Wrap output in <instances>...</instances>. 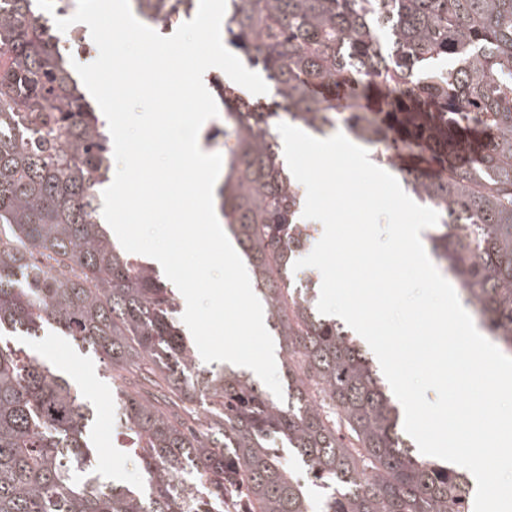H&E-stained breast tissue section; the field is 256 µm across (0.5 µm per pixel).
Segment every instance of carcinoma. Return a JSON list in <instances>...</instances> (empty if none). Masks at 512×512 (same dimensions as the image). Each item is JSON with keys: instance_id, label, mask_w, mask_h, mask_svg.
Here are the masks:
<instances>
[{"instance_id": "1", "label": "carcinoma", "mask_w": 512, "mask_h": 512, "mask_svg": "<svg viewBox=\"0 0 512 512\" xmlns=\"http://www.w3.org/2000/svg\"><path fill=\"white\" fill-rule=\"evenodd\" d=\"M132 2L158 26L194 8ZM38 4L0 12V328L55 327L110 370L148 490L74 478L66 457L89 447L87 405L0 345V512H209L191 479L224 512H311L279 440L322 490L320 512H471L467 475L412 453L377 369L293 280L305 239L277 125L325 136L341 124L382 147L379 163L402 143L392 167L440 213L433 254L512 352V0H228L224 42L270 98L214 78L217 135L235 140L216 195L284 353L285 401L248 372L199 367L171 289L110 238L106 120L61 66Z\"/></svg>"}]
</instances>
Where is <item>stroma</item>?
Returning <instances> with one entry per match:
<instances>
[{
	"label": "stroma",
	"mask_w": 512,
	"mask_h": 512,
	"mask_svg": "<svg viewBox=\"0 0 512 512\" xmlns=\"http://www.w3.org/2000/svg\"><path fill=\"white\" fill-rule=\"evenodd\" d=\"M7 342L13 349L32 352L78 390L90 409V451L97 472L129 486L145 487V475L132 462L135 437L117 415L109 369L71 337L50 326L39 335L11 336Z\"/></svg>",
	"instance_id": "stroma-1"
}]
</instances>
